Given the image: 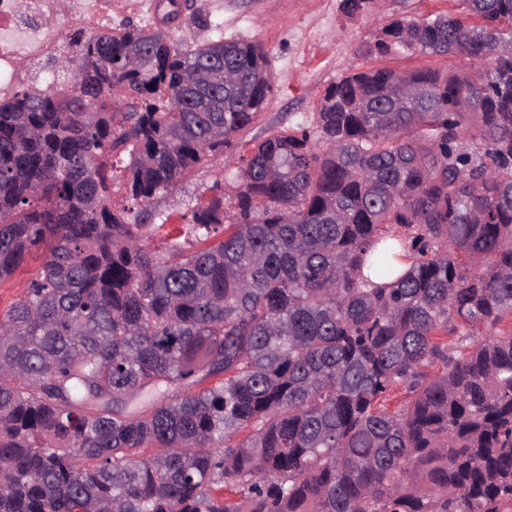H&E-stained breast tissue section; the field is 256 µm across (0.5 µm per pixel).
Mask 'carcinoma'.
<instances>
[{"label":"carcinoma","mask_w":512,"mask_h":512,"mask_svg":"<svg viewBox=\"0 0 512 512\" xmlns=\"http://www.w3.org/2000/svg\"><path fill=\"white\" fill-rule=\"evenodd\" d=\"M456 2L361 55L473 69L354 66L246 153L270 63L222 33L80 29L69 89L0 99V283L42 257L0 312V512H512V329L476 333L512 317V0ZM219 159L233 210L149 249Z\"/></svg>","instance_id":"carcinoma-1"}]
</instances>
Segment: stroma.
Listing matches in <instances>:
<instances>
[{"label":"stroma","instance_id":"stroma-1","mask_svg":"<svg viewBox=\"0 0 512 512\" xmlns=\"http://www.w3.org/2000/svg\"><path fill=\"white\" fill-rule=\"evenodd\" d=\"M340 4L341 0H189L167 32L177 42L189 36L202 41L215 37L213 25L218 22L225 36L263 46L274 92L261 118L240 135L244 141L260 140L317 112L327 85L354 63L375 66L376 58L360 57L358 50L387 21L397 16L423 20L458 8L456 0H387L382 12L350 18ZM223 179L222 163L213 162L186 181L178 194L158 197L156 205L171 214L173 223H180L190 208L211 199L212 185Z\"/></svg>","mask_w":512,"mask_h":512}]
</instances>
